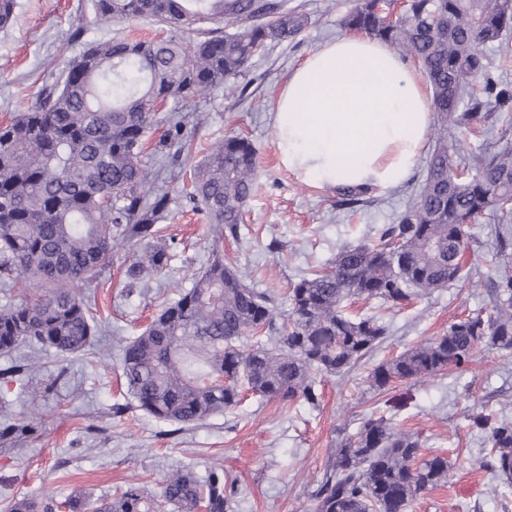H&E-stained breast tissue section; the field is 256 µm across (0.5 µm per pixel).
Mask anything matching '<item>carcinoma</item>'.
Segmentation results:
<instances>
[{"mask_svg": "<svg viewBox=\"0 0 512 512\" xmlns=\"http://www.w3.org/2000/svg\"><path fill=\"white\" fill-rule=\"evenodd\" d=\"M97 20L151 19L200 35L142 40L116 36L71 59L37 103L0 125V287L33 295L0 304V351L53 348L63 356L86 350L98 324L82 292L103 274L115 248L145 242L125 270L129 284L162 273L166 247L153 241L168 215V193L153 187L142 163L144 145L160 123L154 151H192L194 134L179 113L159 117L167 101L207 92L238 93L237 80L270 45L295 41L311 23L287 0H91ZM16 0H0V28L15 21ZM236 26L233 33L222 27ZM345 29L380 39L419 67L431 92L435 140L426 178L396 223L370 243L344 247L333 265L288 288L292 310L280 322L274 301L224 263V238L239 235L257 180L256 150L241 136L216 142L195 166L189 202L214 234L212 259L191 288L168 303L123 346L122 377L136 408L181 426L235 408L250 392L268 401L320 406L317 378L341 376L371 356L388 336L376 313L350 315V297L388 308L460 282H471L468 225L488 215L502 225L490 308L448 326L446 334L373 366L368 380L384 393L394 385L461 369L485 346L512 354V84L495 77L481 47L502 49L512 32V0H407L402 15L377 0H356ZM502 122L479 154L448 147L455 129ZM473 175L449 181L458 171ZM487 434L486 468L496 485L512 487V420L478 413ZM417 433L372 413L347 436L314 493V512H408L414 500L448 481V456L423 452ZM224 475L199 479L172 470L153 494L130 484L106 497L78 492L67 512H233ZM6 512H53L24 495Z\"/></svg>", "mask_w": 512, "mask_h": 512, "instance_id": "cac0c4a2", "label": "carcinoma"}]
</instances>
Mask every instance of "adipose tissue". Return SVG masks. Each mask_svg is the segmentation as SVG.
<instances>
[{
	"instance_id": "1",
	"label": "adipose tissue",
	"mask_w": 512,
	"mask_h": 512,
	"mask_svg": "<svg viewBox=\"0 0 512 512\" xmlns=\"http://www.w3.org/2000/svg\"><path fill=\"white\" fill-rule=\"evenodd\" d=\"M434 121L420 75L385 42L326 41L300 61L273 114L281 163L315 187H395Z\"/></svg>"
}]
</instances>
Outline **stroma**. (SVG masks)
I'll return each mask as SVG.
<instances>
[{"label":"stroma","mask_w":512,"mask_h":512,"mask_svg":"<svg viewBox=\"0 0 512 512\" xmlns=\"http://www.w3.org/2000/svg\"><path fill=\"white\" fill-rule=\"evenodd\" d=\"M288 5L310 14L311 23L296 41L268 46L253 58L239 79L247 87L244 100L219 91L166 104L195 132L192 155L179 162L145 156L148 166L169 172L161 183L169 193V216L157 234L171 256L169 268L131 288L124 270L140 246L132 242L114 251L94 289L99 333L93 346L68 357L40 351L29 384L0 378V398L8 400L12 418H26L34 427L14 451H0V512L24 495L61 501L79 491L106 496L134 483L156 492L179 466L201 478L216 468L233 479L234 512H312V493L328 456L383 403L367 380L376 361L441 336L450 322L490 305L485 281L495 273L498 226L484 216L470 226L475 243L468 256L481 282L435 291L401 311L386 310L387 340L347 374L322 377L319 408L250 396L184 428L131 408L120 371L124 339L139 334L165 304L191 288L194 273L211 256L209 226L192 211L180 176L215 142L241 135L256 149L257 189L239 238L225 239L222 251L225 263L239 266L250 287L269 294L283 314L290 309L292 282L331 266L344 246L374 240L384 225L395 223L426 176L425 161H418L404 183L373 188L369 203L348 211L337 208L335 191L307 185L281 164L272 126L278 94L299 61L343 35L340 20L354 0ZM16 13L10 28H0V124L34 106L41 90L88 44L119 34L151 38L160 30L150 20L97 21L90 0H17ZM80 23L85 32L71 41ZM393 394L408 401L393 413L396 428L419 433L427 452L445 454L451 463L447 484L418 497L410 512H512V487H487L485 436L470 424L480 411L512 419V357L482 346L463 369L397 384ZM116 403L127 405V412L114 415Z\"/></svg>","instance_id":"35a3bbf8"}]
</instances>
